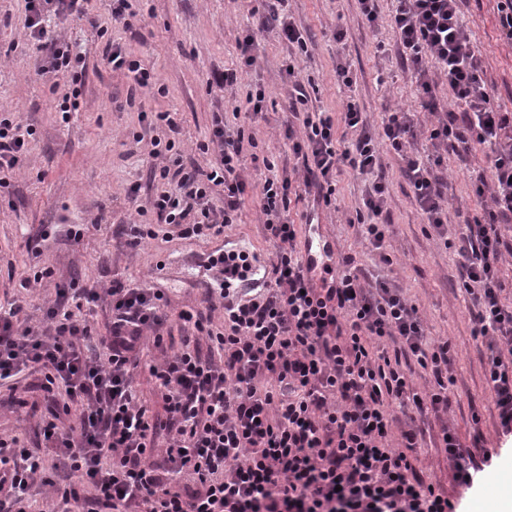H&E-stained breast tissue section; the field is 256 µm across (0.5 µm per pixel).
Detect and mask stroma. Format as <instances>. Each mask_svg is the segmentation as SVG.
<instances>
[{
	"label": "stroma",
	"mask_w": 512,
	"mask_h": 512,
	"mask_svg": "<svg viewBox=\"0 0 512 512\" xmlns=\"http://www.w3.org/2000/svg\"><path fill=\"white\" fill-rule=\"evenodd\" d=\"M379 25L368 27L357 0H288V17L306 37V52L280 39L276 26L264 24L250 0H137L136 17L116 20L112 0H88L82 19H47L49 29L61 32L85 56L79 86L80 107L69 121L58 112L69 88L67 80H53L36 71V46L26 29L25 0H0V114L12 112L36 130L24 165L0 187V305L20 302L24 326L43 320V308L59 289L80 284H111L164 289L169 305L168 328L174 347L194 339L181 327L180 311L203 305L210 252L229 246L271 258L262 215L254 198H247L241 221L217 238L134 240L132 224H151L148 205L156 190L151 177L154 160L151 140L166 136L159 125L145 128L139 112H171L176 116L177 142L186 169H208L213 154L202 153L215 115L232 118L234 126L251 135L257 147L244 156L243 174L259 185L267 174L264 161L276 168L302 170L303 164L285 139L286 129H300L290 106L285 71L298 58V76L307 85L309 108L340 112L347 101L358 103L367 115L369 132H378L385 109L409 113L418 132L412 146L418 157L432 154L425 134L434 112L424 108L394 47L389 18L393 0H378ZM462 10L476 35L484 65V79L496 104L512 108V46L503 43L496 28L495 0H464ZM343 41H336V31ZM257 39V61L232 91H208L213 72L237 67L239 43L246 34ZM121 44L154 75L156 91L136 89L132 79L112 71L105 53L108 43ZM350 64L355 82L347 87L336 80V63ZM266 90L262 113L244 112L245 96L253 86ZM488 147H474L466 160L449 155L436 173L449 201L448 228L472 216L475 204L470 181L486 171ZM388 181L387 211L391 224L387 249L392 265L380 263L357 232L356 209L367 183L364 176L344 170L337 179L336 201L318 202L306 193L292 203L295 222L313 217L321 224L336 252L356 254L372 273L402 288L415 304L430 338L445 337L455 346L448 372L455 379L454 402L447 415L463 441L481 431L491 463L471 489L453 488L448 459L440 446V423L428 417L423 443V474L427 481L452 491L459 512H483V500L494 489L512 488V440H500L492 399L484 383L487 347L471 336L475 307L460 286L453 250L445 247L416 208L412 188L397 161L385 155ZM51 269L50 277L25 290L21 280L31 269ZM47 398L36 376L20 380L16 389L0 388V433L18 437L30 447L39 443V425ZM479 411L480 425L471 422Z\"/></svg>",
	"instance_id": "stroma-1"
}]
</instances>
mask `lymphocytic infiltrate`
I'll return each mask as SVG.
<instances>
[{"label": "lymphocytic infiltrate", "instance_id": "obj_1", "mask_svg": "<svg viewBox=\"0 0 512 512\" xmlns=\"http://www.w3.org/2000/svg\"><path fill=\"white\" fill-rule=\"evenodd\" d=\"M395 2L398 52L428 108L436 106L430 66L448 78L453 106L432 126L430 140L442 150L490 149L486 174L471 185L478 215L448 232L443 187L431 162L410 151L409 113H386L374 135L356 102L337 117L309 111L308 93L296 80L291 96L303 130L285 136L304 160V187L323 202L335 195L343 168L369 176L360 234L381 255L388 187L378 171L382 151L397 157L417 207L459 258L462 286L478 308L472 336L490 350L486 387L502 436H512V304L502 300L499 267L512 225V110L492 102L462 0ZM83 3L25 0L29 38L48 48L41 73L67 75L82 64L77 48L49 34L45 22L52 15L83 17ZM152 117L172 137L152 152L162 184L152 200L156 224L134 225V237L154 238L167 226L183 239L223 235L250 187L241 173L244 132L227 133L215 117L207 144L215 162L209 171H189L173 137L176 119L167 112L140 115L144 122ZM350 132L355 140H347ZM32 135L0 117V187L21 168ZM266 169L257 202L275 256L262 287L244 288L249 253L209 255L206 267L219 270L221 281L211 282L205 308L178 315L204 344L168 350L167 300L159 288L117 283L60 293L45 310L42 330L20 327L21 304L0 307V385L38 371L42 389L53 395L41 452L0 436V489L9 493L0 512H29L36 485L49 489L53 512H457V500L422 475L420 430H395L392 413L397 407L447 414L452 341L429 339L415 305L400 289L369 281L354 254H339L329 284L316 286L303 262L300 226L290 216L293 178L274 164ZM104 298L112 320L102 353L94 354L83 346L91 334L87 314ZM148 337L163 352L149 367L163 399L161 419L133 387L134 355ZM387 341L394 350L384 349ZM416 367L431 377L428 391L413 389ZM63 416L69 427L60 426ZM440 441L453 484L472 487L489 454L475 455L446 424ZM46 449L62 458L74 483L60 488L45 476Z\"/></svg>", "mask_w": 512, "mask_h": 512}]
</instances>
